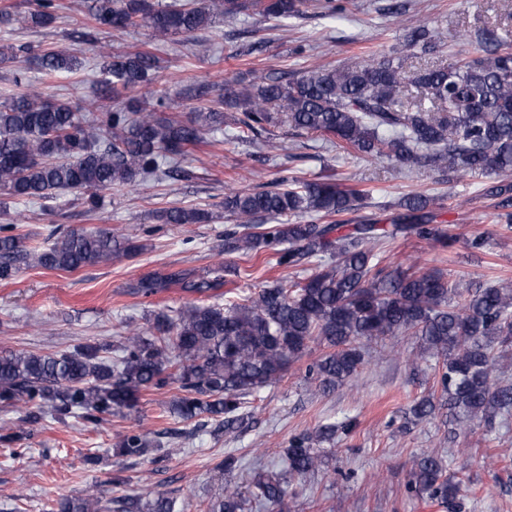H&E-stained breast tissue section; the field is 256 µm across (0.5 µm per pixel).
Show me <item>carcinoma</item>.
Wrapping results in <instances>:
<instances>
[{"label": "carcinoma", "mask_w": 512, "mask_h": 512, "mask_svg": "<svg viewBox=\"0 0 512 512\" xmlns=\"http://www.w3.org/2000/svg\"><path fill=\"white\" fill-rule=\"evenodd\" d=\"M308 0H89L97 28L110 32L146 26L152 37L190 36L222 19L259 16L266 20L300 17ZM56 0H31L24 13L0 11V26L47 28L57 19ZM512 15L502 27L465 31L467 48L446 64L411 71L406 51L434 55L443 41L426 24L416 26L403 48L391 47L354 67L315 66L301 74L265 73L238 91L227 89L205 111L182 119L167 115L166 95L155 88L156 57L147 51L113 55L100 70V83L136 96L89 116L61 100L29 89L0 104V191L16 199H55L75 192L96 208L99 193L134 186L148 175L168 177L178 167L163 162L185 156L204 128L224 125V110L239 115L234 124L254 137L284 117L293 136H327L367 157L387 159L407 170L429 168L453 184L468 176L486 179L483 195L499 200L500 220L512 224ZM16 64L15 83L29 66L58 76L79 61L57 46L18 55L0 47V62ZM360 190L326 179L297 187L231 189L224 212L236 228L224 232V252L258 255L277 249V264L295 267L318 258L317 269L287 288L268 282L240 302H189L174 315H155L153 336L131 330L109 358L110 345L88 343L71 352H0V404L22 406L27 419L58 422L77 416L100 421L131 411L143 393L172 385L177 394L168 413L182 422L202 415L222 419L232 431L247 400L279 382L292 362L323 348L308 365V377L322 390L353 377L368 346L386 336H412L416 358L442 361L439 383L448 419L460 427L492 425L512 412V379L502 376L500 349L512 347V283L478 285L451 279L416 265L391 271L374 263L383 239L415 236L443 247L452 238L435 224L440 199L409 194L394 204L390 224H351L332 218L359 210ZM306 215L304 224H287ZM165 224H199L212 215L198 208H168ZM14 226L0 225V280H10L20 263L75 271L134 252L112 229L70 231L46 249L21 248ZM177 286L205 294L224 287V266L198 272L171 269L142 277L132 292L149 298ZM338 425L319 426L292 437L282 450L283 474L260 466L249 482L257 503L276 506L292 482L317 471L314 444L330 441ZM152 441L132 431L118 442L117 454L143 457ZM409 486L443 503L457 500L460 483L446 474L443 460L423 453L413 459ZM241 490L224 486L207 512H242ZM55 512H176L163 494L122 497L106 502L95 494L56 502Z\"/></svg>", "instance_id": "1"}]
</instances>
